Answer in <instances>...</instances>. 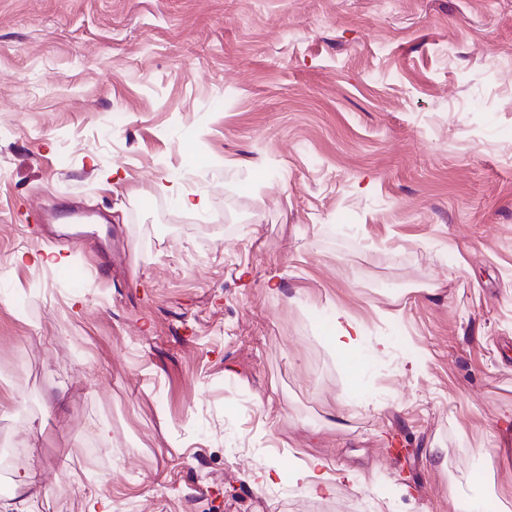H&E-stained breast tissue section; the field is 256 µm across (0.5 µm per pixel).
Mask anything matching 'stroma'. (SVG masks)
Instances as JSON below:
<instances>
[{
	"instance_id": "1",
	"label": "stroma",
	"mask_w": 512,
	"mask_h": 512,
	"mask_svg": "<svg viewBox=\"0 0 512 512\" xmlns=\"http://www.w3.org/2000/svg\"><path fill=\"white\" fill-rule=\"evenodd\" d=\"M1 429L0 512H512V0H0ZM332 329L328 340L336 352L354 370L361 347L362 328L343 311H336L331 317ZM296 480L303 481L315 494H332L335 490L334 477L329 473L328 466L319 459L293 473Z\"/></svg>"
}]
</instances>
